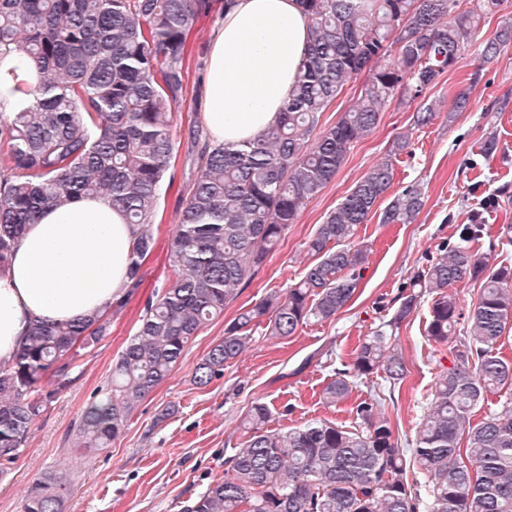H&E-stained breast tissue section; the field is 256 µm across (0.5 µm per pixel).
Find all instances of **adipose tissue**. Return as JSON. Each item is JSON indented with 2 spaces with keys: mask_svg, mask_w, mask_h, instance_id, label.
Masks as SVG:
<instances>
[{
  "mask_svg": "<svg viewBox=\"0 0 512 512\" xmlns=\"http://www.w3.org/2000/svg\"><path fill=\"white\" fill-rule=\"evenodd\" d=\"M309 18L296 0H236L212 31L201 120L212 140L238 143L279 119L299 76ZM34 61L0 60V102L24 99ZM134 228L104 199L41 210L0 274V361L19 351L29 322L104 312L128 280Z\"/></svg>",
  "mask_w": 512,
  "mask_h": 512,
  "instance_id": "adipose-tissue-1",
  "label": "adipose tissue"
}]
</instances>
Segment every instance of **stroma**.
I'll list each match as a JSON object with an SVG mask.
<instances>
[{
	"instance_id": "stroma-1",
	"label": "stroma",
	"mask_w": 512,
	"mask_h": 512,
	"mask_svg": "<svg viewBox=\"0 0 512 512\" xmlns=\"http://www.w3.org/2000/svg\"><path fill=\"white\" fill-rule=\"evenodd\" d=\"M212 17L195 23L184 64V93L173 107L172 187L162 189L155 218V244L143 262V280L124 310L114 316L97 343L81 350L72 383L50 393L27 448L0 478V512H21L29 487L46 474L65 477L70 490L62 512H182L187 499L223 478L224 460L245 439L241 421L253 401L271 411L268 429L280 430L310 421L349 427L352 409L381 386L374 376L353 387L342 403L327 405L322 390L335 368L351 362L362 338L386 322L414 272L452 244L459 225L479 221L487 243L512 238V48L491 63L477 50L465 52L457 66L416 98L397 92L379 123L350 150L336 177L303 210L296 224L272 252L252 282L223 316L209 321L188 345L180 363L132 413L123 432L108 448L84 454L75 448V430L92 394L106 387L112 363L140 324L146 299L173 275L169 242L196 177L195 137L203 135L198 115ZM468 91L466 110L450 109L459 91ZM435 113L432 123L413 128L420 106ZM411 133L408 150L395 152L399 135ZM495 139L497 150L483 145ZM395 154L392 184L383 203L406 186H418L423 207L409 224H383L370 216L356 231L357 243L369 251V264L350 304L335 321L312 322L294 336H269L265 324L252 329L245 351L206 387L193 385L197 363L224 336L240 309L253 306L275 289L299 280L311 257L306 242L317 224L378 162ZM430 298L402 324L399 344L409 373L395 400L386 404L391 426L410 440L427 406L437 373L447 364V348L425 336ZM175 404V416L158 414Z\"/></svg>"
}]
</instances>
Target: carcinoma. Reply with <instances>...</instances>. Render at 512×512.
I'll return each mask as SVG.
<instances>
[{
	"label": "carcinoma",
	"instance_id": "1",
	"mask_svg": "<svg viewBox=\"0 0 512 512\" xmlns=\"http://www.w3.org/2000/svg\"><path fill=\"white\" fill-rule=\"evenodd\" d=\"M311 21L303 69L277 124L240 144L203 143L197 178L170 244L174 275L147 299L137 333L112 367V384L86 408L77 448L101 451L140 402L161 384L200 329L223 314L253 280L288 227L336 176L355 143L376 128L396 91L418 97L423 70L453 68L475 42L483 14L499 0H297ZM235 0H0V57L34 59L30 104H0V273L26 225L48 205L86 196L120 208L135 227L125 289L103 313L76 321L29 323L18 356L0 364V460L27 447L50 394L71 382L77 348L106 334L140 287L142 263L154 246L153 224L174 150L172 105L184 88L188 37L202 16ZM512 43V25L480 43L495 60ZM368 82L336 123L324 112L366 68ZM387 156L366 173L316 226L313 261L301 279L241 311L196 365L200 387L224 375L268 320L269 335L286 338L315 320L331 322L351 302L368 264L355 243L393 180ZM423 205L410 185L379 214L382 224L411 222ZM483 225L464 224L457 240L410 279L391 318L358 345L352 363L334 371L322 395L348 398L359 380L381 375L389 393L407 364L396 333L433 295L426 336L449 349L411 446L401 444L378 394L354 408L350 429L312 421L266 427L269 409L251 405L243 447L226 461L224 478L188 500L183 512H512V261L492 262L481 250ZM480 283L463 310L454 292ZM505 400L482 418L487 395ZM66 486L52 478L30 486L22 512H62Z\"/></svg>",
	"mask_w": 512,
	"mask_h": 512
}]
</instances>
